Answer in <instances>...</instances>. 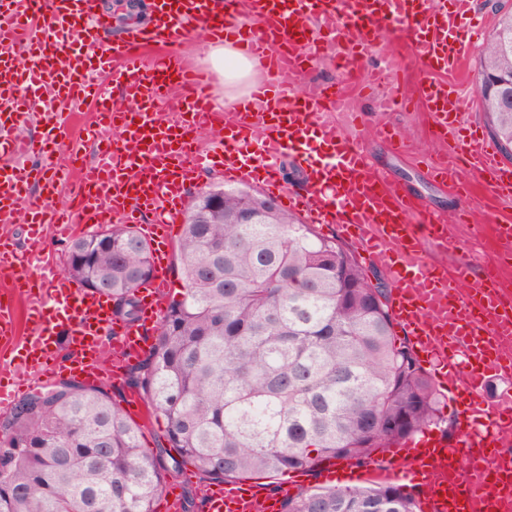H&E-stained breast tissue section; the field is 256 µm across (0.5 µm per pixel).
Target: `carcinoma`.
I'll list each match as a JSON object with an SVG mask.
<instances>
[{
    "label": "carcinoma",
    "mask_w": 512,
    "mask_h": 512,
    "mask_svg": "<svg viewBox=\"0 0 512 512\" xmlns=\"http://www.w3.org/2000/svg\"><path fill=\"white\" fill-rule=\"evenodd\" d=\"M512 75V13L479 53L475 86ZM498 150L512 159V112L479 93ZM221 190L220 186L208 190ZM223 191V190H221ZM189 196L177 244L181 298L163 314L127 385L163 420L154 450L102 379H61L0 419V512H154L168 475L275 479L334 460L358 466L440 421L441 393L394 329L352 250L269 198ZM250 209L252 224H236ZM67 273L138 319L148 241L113 224L72 241ZM168 457L171 466L161 463ZM281 512H420L402 484L302 487Z\"/></svg>",
    "instance_id": "obj_1"
}]
</instances>
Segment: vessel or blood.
<instances>
[{
    "label": "vessel or blood",
    "mask_w": 512,
    "mask_h": 512,
    "mask_svg": "<svg viewBox=\"0 0 512 512\" xmlns=\"http://www.w3.org/2000/svg\"><path fill=\"white\" fill-rule=\"evenodd\" d=\"M154 31L103 43L109 26L95 0H0V217L23 213L29 248L0 237V281L22 291L37 327L21 354L0 374L20 369L54 373L59 335L68 338L70 370L93 382L123 370L141 356L155 329L170 280L166 249L183 210L185 187L207 169L259 184L310 223L340 227L369 261L388 276L392 315L421 362L439 374L449 398L465 392L460 437L448 447L423 435L380 470L387 480L419 481L424 512H512V393L487 401L488 376L512 382V290L503 287L504 256H512V224L495 225L498 257L453 268L431 264L426 248L447 251L461 237L457 225L421 207L387 176L376 172L365 145L329 120L341 91L303 83L320 55V43L347 47L342 68L360 72L370 45L396 23H412L423 70L430 79L418 100L445 149L427 175L466 190L468 175L484 178L499 198L512 200V168L480 131L459 142L475 90L469 80L448 86L445 74L462 69L482 25L471 0H153ZM208 35H236V48L268 74L231 110L214 103L210 75L188 67L174 46L185 24ZM32 61L22 68L16 51ZM53 101L96 103L97 159L75 172L58 170L54 157L76 155V144L53 137L19 138L42 88ZM221 127L212 152L199 149L205 130ZM305 159L311 189L290 192L278 161ZM38 195H31V185ZM66 191L84 224H139L151 239L153 271L138 289L141 319L116 322L106 297L83 288L41 262L52 203ZM18 332L14 303L0 301V339ZM111 369H104V359ZM207 512H278L274 497H259L249 483L216 485Z\"/></svg>",
    "instance_id": "b4317fda"
}]
</instances>
